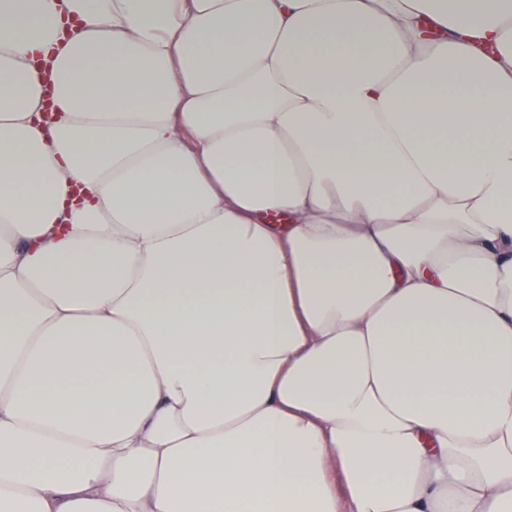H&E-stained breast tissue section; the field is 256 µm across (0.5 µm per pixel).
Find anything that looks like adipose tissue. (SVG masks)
Listing matches in <instances>:
<instances>
[{
  "mask_svg": "<svg viewBox=\"0 0 512 512\" xmlns=\"http://www.w3.org/2000/svg\"><path fill=\"white\" fill-rule=\"evenodd\" d=\"M0 512H512V0H0Z\"/></svg>",
  "mask_w": 512,
  "mask_h": 512,
  "instance_id": "obj_1",
  "label": "adipose tissue"
}]
</instances>
